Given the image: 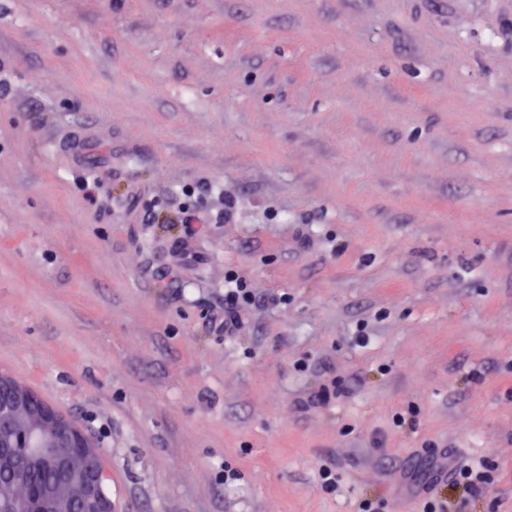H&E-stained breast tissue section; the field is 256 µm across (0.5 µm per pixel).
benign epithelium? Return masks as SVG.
I'll return each instance as SVG.
<instances>
[{"label":"benign epithelium","mask_w":512,"mask_h":512,"mask_svg":"<svg viewBox=\"0 0 512 512\" xmlns=\"http://www.w3.org/2000/svg\"><path fill=\"white\" fill-rule=\"evenodd\" d=\"M0 512H114L99 449L84 429L32 388L0 372ZM50 482L30 489L32 474Z\"/></svg>","instance_id":"benign-epithelium-1"}]
</instances>
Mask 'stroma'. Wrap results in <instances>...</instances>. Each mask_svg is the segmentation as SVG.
I'll return each instance as SVG.
<instances>
[{
    "label": "stroma",
    "instance_id": "35a3bbf8",
    "mask_svg": "<svg viewBox=\"0 0 512 512\" xmlns=\"http://www.w3.org/2000/svg\"><path fill=\"white\" fill-rule=\"evenodd\" d=\"M0 371L116 512H417L434 445L512 512V0H0ZM229 281H235L237 288L224 289V313H216L211 317L212 329L218 335H224V338L238 336L243 328L237 305L240 302L256 305L262 298L259 288H247L244 277L234 274L229 277ZM347 386L340 379L333 377L329 383L323 384L321 388L309 393L306 397L297 401L302 408L322 407L347 394Z\"/></svg>",
    "mask_w": 512,
    "mask_h": 512
}]
</instances>
